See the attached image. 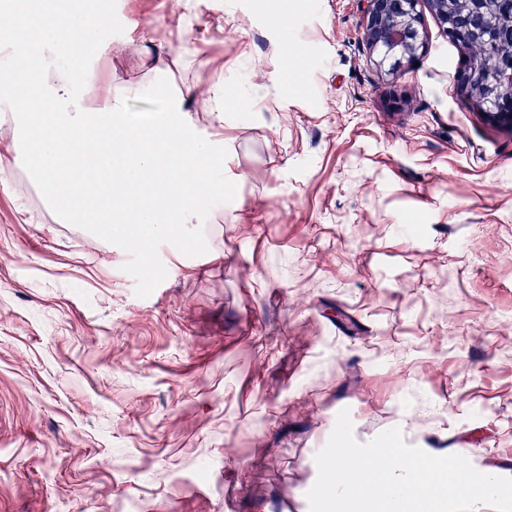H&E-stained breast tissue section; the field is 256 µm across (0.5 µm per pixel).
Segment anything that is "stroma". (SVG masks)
<instances>
[{
    "label": "stroma",
    "instance_id": "stroma-1",
    "mask_svg": "<svg viewBox=\"0 0 512 512\" xmlns=\"http://www.w3.org/2000/svg\"><path fill=\"white\" fill-rule=\"evenodd\" d=\"M95 7L97 84L160 49L198 130L213 82L249 103L227 192L141 252L57 223L0 126V512H309L344 409L359 443L397 427L512 478V131L458 94L462 47L424 13L389 76L364 0Z\"/></svg>",
    "mask_w": 512,
    "mask_h": 512
}]
</instances>
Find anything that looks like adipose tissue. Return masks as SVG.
Listing matches in <instances>:
<instances>
[{"mask_svg": "<svg viewBox=\"0 0 512 512\" xmlns=\"http://www.w3.org/2000/svg\"><path fill=\"white\" fill-rule=\"evenodd\" d=\"M104 15L84 0H0V123L12 125L28 172L66 224L111 237L120 224L130 246L145 247L188 224L224 169L223 140L189 121L183 96H167L164 66L130 94L166 96L148 121L134 119L111 87L96 109L84 105L86 70L76 53L97 51ZM26 33L23 44L14 36Z\"/></svg>", "mask_w": 512, "mask_h": 512, "instance_id": "ef3b65f1", "label": "adipose tissue"}]
</instances>
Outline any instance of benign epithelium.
<instances>
[{
	"mask_svg": "<svg viewBox=\"0 0 512 512\" xmlns=\"http://www.w3.org/2000/svg\"><path fill=\"white\" fill-rule=\"evenodd\" d=\"M363 41L375 65L393 75L419 61L426 49L424 3L448 37L460 44L471 41L475 27L486 11H495L505 23L495 35L498 51L489 60L468 55L457 75L459 93L475 102L482 116L493 125L512 129V0H461L471 5L465 14L448 12V0H365Z\"/></svg>",
	"mask_w": 512,
	"mask_h": 512,
	"instance_id": "1",
	"label": "benign epithelium"
}]
</instances>
